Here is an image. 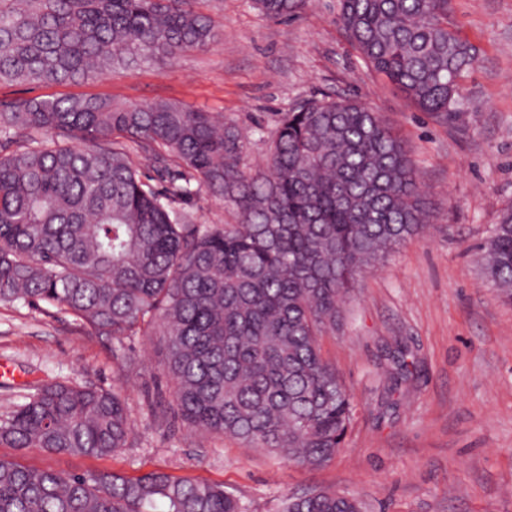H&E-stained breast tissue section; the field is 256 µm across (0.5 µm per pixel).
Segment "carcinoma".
<instances>
[{"mask_svg":"<svg viewBox=\"0 0 512 512\" xmlns=\"http://www.w3.org/2000/svg\"><path fill=\"white\" fill-rule=\"evenodd\" d=\"M199 0H0V83L57 84L115 65L204 50ZM287 19L307 0H256ZM450 0H338L362 58L422 112L459 111L478 48L448 22ZM0 302L69 314L119 344L164 336L176 412L289 464L339 452L355 403L320 337L359 279L426 230L396 130L361 102L324 96L283 113L267 163L245 162L240 129L177 101L21 98L0 110ZM143 155L153 174L140 171ZM205 194L236 215L198 224ZM488 277L512 287V211L484 246ZM121 358L112 388L52 381L0 418V446L107 459L135 442ZM0 512H244L224 489L162 469L61 472L0 457ZM277 512H363L330 489L285 493Z\"/></svg>","mask_w":512,"mask_h":512,"instance_id":"cac0c4a2","label":"carcinoma"}]
</instances>
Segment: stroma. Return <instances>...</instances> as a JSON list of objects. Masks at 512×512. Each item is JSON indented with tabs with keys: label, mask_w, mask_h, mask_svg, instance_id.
<instances>
[{
	"label": "stroma",
	"mask_w": 512,
	"mask_h": 512,
	"mask_svg": "<svg viewBox=\"0 0 512 512\" xmlns=\"http://www.w3.org/2000/svg\"><path fill=\"white\" fill-rule=\"evenodd\" d=\"M275 21L254 0H203L219 39L174 59L61 84H0V108L27 97L97 95L117 103L170 99L222 114L262 167L279 115L325 95L381 113L404 140L429 212L427 231L361 279L321 338L355 397L343 448L320 468L293 466L220 434L200 436L174 415L161 336L125 340L138 373L126 389L137 445L104 460L16 455L64 472L164 469L224 485L246 512H276L283 493L329 488L364 512H512V301L488 278L483 247L512 209V0H452L449 22L479 50L462 78L460 110L441 119L416 109L372 70L340 25L337 0ZM112 342L73 317L0 303V415L42 381L111 387Z\"/></svg>",
	"instance_id": "stroma-1"
}]
</instances>
